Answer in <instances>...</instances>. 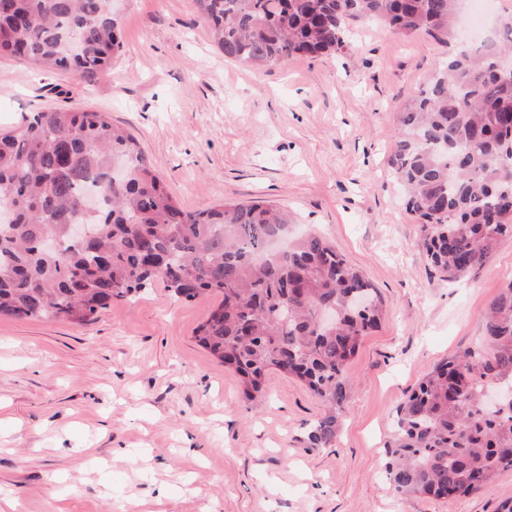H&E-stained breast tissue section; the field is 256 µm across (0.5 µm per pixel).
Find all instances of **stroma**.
<instances>
[{
  "label": "stroma",
  "mask_w": 512,
  "mask_h": 512,
  "mask_svg": "<svg viewBox=\"0 0 512 512\" xmlns=\"http://www.w3.org/2000/svg\"><path fill=\"white\" fill-rule=\"evenodd\" d=\"M125 47L89 83L0 60V128L54 107L107 113L135 135L175 203L285 206L360 270L380 326L347 370L333 447L307 433L321 405L273 373L248 407L195 329L213 298L161 283L83 326L0 318V500L13 512H496L512 470L455 500L402 498L386 479L396 410L437 362L477 347L512 282V236L448 280L389 173L399 107L463 40L354 28L335 56L270 68L224 59L193 0H116Z\"/></svg>",
  "instance_id": "35a3bbf8"
}]
</instances>
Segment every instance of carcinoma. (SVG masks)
Wrapping results in <instances>:
<instances>
[{
	"instance_id": "1",
	"label": "carcinoma",
	"mask_w": 512,
	"mask_h": 512,
	"mask_svg": "<svg viewBox=\"0 0 512 512\" xmlns=\"http://www.w3.org/2000/svg\"><path fill=\"white\" fill-rule=\"evenodd\" d=\"M224 58L252 67L336 54L349 25L448 42L455 0H195ZM123 49L112 0H0V58L93 82ZM512 23L480 51L439 63L398 112L391 172L421 224L431 263L456 278L512 236ZM0 316L85 325L112 300L161 282L219 303L198 342L241 378L254 405L274 371L300 381L323 412L308 439L332 446L350 395L348 363L384 307L325 237L293 235L269 201L221 200L188 213L161 185L138 139L104 112H32L0 130ZM91 236L72 239L70 225ZM45 237L57 248L42 251ZM484 347L433 366L400 404L387 444L398 494L467 496L512 470V404L481 405L512 383V282L491 303Z\"/></svg>"
}]
</instances>
